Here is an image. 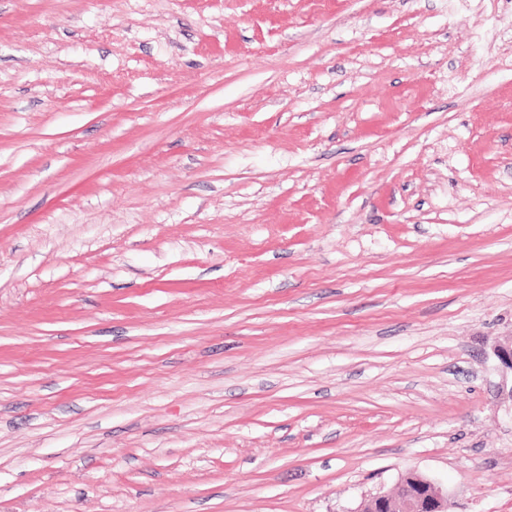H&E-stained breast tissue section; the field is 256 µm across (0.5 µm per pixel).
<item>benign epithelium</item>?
<instances>
[{
    "mask_svg": "<svg viewBox=\"0 0 512 512\" xmlns=\"http://www.w3.org/2000/svg\"><path fill=\"white\" fill-rule=\"evenodd\" d=\"M451 503L442 487L427 475L411 470L401 475L392 494H377L357 512H448Z\"/></svg>",
    "mask_w": 512,
    "mask_h": 512,
    "instance_id": "obj_1",
    "label": "benign epithelium"
}]
</instances>
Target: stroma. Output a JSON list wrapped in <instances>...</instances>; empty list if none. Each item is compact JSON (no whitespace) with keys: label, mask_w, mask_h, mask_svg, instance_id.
<instances>
[{"label":"stroma","mask_w":512,"mask_h":512,"mask_svg":"<svg viewBox=\"0 0 512 512\" xmlns=\"http://www.w3.org/2000/svg\"><path fill=\"white\" fill-rule=\"evenodd\" d=\"M512 0H0V512H512ZM448 493L427 475L411 470L402 474L392 494H377L357 512H449Z\"/></svg>","instance_id":"1"}]
</instances>
